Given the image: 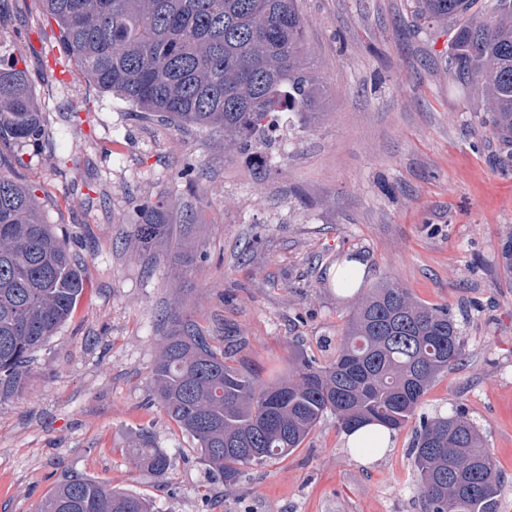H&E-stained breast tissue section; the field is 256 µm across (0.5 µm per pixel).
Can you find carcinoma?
Instances as JSON below:
<instances>
[{"label": "carcinoma", "mask_w": 512, "mask_h": 512, "mask_svg": "<svg viewBox=\"0 0 512 512\" xmlns=\"http://www.w3.org/2000/svg\"><path fill=\"white\" fill-rule=\"evenodd\" d=\"M84 77L141 119L224 136L245 151L276 114L319 113L322 86L305 66L297 0H39ZM413 0L422 19L451 23L448 74L480 96L493 137L512 162V0ZM51 127L27 68L0 52V143L52 146ZM36 186L0 171V400L23 390L26 363L66 322L84 288L66 239L41 214ZM129 241L140 250L167 233L169 202L137 204ZM512 276V228L500 241ZM461 326L446 305H426L385 282L359 300L336 357L297 353L266 381L237 365L190 318L175 316L157 357L154 395L197 443L210 470L236 483L254 464L301 447L326 417L349 432L403 427L437 376L463 356ZM421 512H497L503 480L483 434L465 412L420 417L410 448ZM134 464L162 476L169 456L142 441ZM38 512H154L149 500L88 477L69 476Z\"/></svg>", "instance_id": "1"}]
</instances>
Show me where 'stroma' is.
<instances>
[{
	"instance_id": "obj_1",
	"label": "stroma",
	"mask_w": 512,
	"mask_h": 512,
	"mask_svg": "<svg viewBox=\"0 0 512 512\" xmlns=\"http://www.w3.org/2000/svg\"><path fill=\"white\" fill-rule=\"evenodd\" d=\"M319 117L287 113L252 151L139 119L65 58L39 0H0V39L23 59L62 151L0 144V162L37 187L44 216L79 256L72 316L34 353L25 387L0 402V512H37L67 476L151 499L156 512H418L416 420L384 453L351 452L325 417L286 459L225 485L152 392L172 316L223 345L247 341L244 369L287 372L293 350L328 360L360 296L383 282L445 304L464 357L420 407L463 406L481 429L512 512V288L500 238L512 227V167L479 125L481 98L448 74V26H413L408 0H299ZM78 108L82 123L67 127ZM195 164L193 184L175 177ZM172 205L168 236L134 250L136 202ZM199 258L183 265L180 249ZM349 253L358 291L336 286ZM166 452L165 476L137 469L141 437Z\"/></svg>"
}]
</instances>
